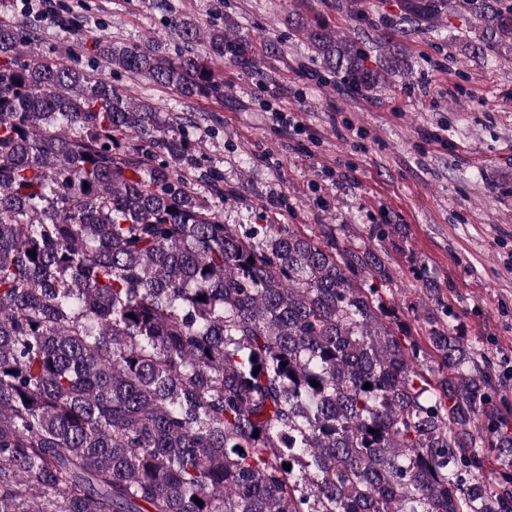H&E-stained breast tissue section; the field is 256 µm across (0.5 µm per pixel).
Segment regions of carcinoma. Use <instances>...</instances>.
<instances>
[{
	"label": "carcinoma",
	"instance_id": "obj_1",
	"mask_svg": "<svg viewBox=\"0 0 512 512\" xmlns=\"http://www.w3.org/2000/svg\"><path fill=\"white\" fill-rule=\"evenodd\" d=\"M462 5L512 45V5ZM170 23L177 53L99 39L86 68L0 23V512H512L481 350L434 313L418 342L385 261L324 224L223 223L183 126L112 83L192 99L224 94L212 59L257 68L233 27ZM296 23L325 72L384 82L325 20Z\"/></svg>",
	"mask_w": 512,
	"mask_h": 512
}]
</instances>
